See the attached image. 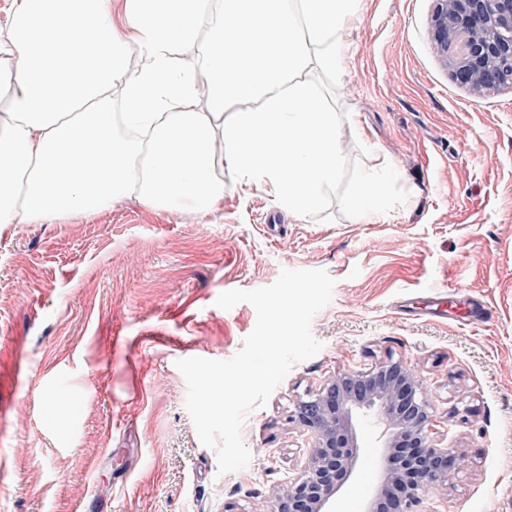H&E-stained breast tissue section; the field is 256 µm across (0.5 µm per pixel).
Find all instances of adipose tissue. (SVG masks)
Listing matches in <instances>:
<instances>
[{"label": "adipose tissue", "mask_w": 512, "mask_h": 512, "mask_svg": "<svg viewBox=\"0 0 512 512\" xmlns=\"http://www.w3.org/2000/svg\"><path fill=\"white\" fill-rule=\"evenodd\" d=\"M120 6L123 30L113 24ZM360 0H10L0 23V224L95 214L125 198L220 210L227 164L296 216L339 176V78ZM143 65L130 69L131 55ZM206 83H199V76ZM207 99H200V89ZM363 173L348 205L386 210Z\"/></svg>", "instance_id": "adipose-tissue-1"}]
</instances>
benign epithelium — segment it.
Masks as SVG:
<instances>
[{
    "instance_id": "7a95c632",
    "label": "benign epithelium",
    "mask_w": 512,
    "mask_h": 512,
    "mask_svg": "<svg viewBox=\"0 0 512 512\" xmlns=\"http://www.w3.org/2000/svg\"><path fill=\"white\" fill-rule=\"evenodd\" d=\"M430 35L453 79L474 95L512 87V0H434ZM364 409L382 426L386 454L403 434L421 441L405 460L413 482L402 488V473H383L368 493L367 512L388 496L395 497L396 512H417L423 491L438 489L464 466V453L432 435L434 407L420 380L402 360L390 358L368 370L349 369L297 400L291 419L310 431L313 443L300 476L273 495L270 512H299L305 504L311 512H332L338 485L331 476L356 469Z\"/></svg>"
}]
</instances>
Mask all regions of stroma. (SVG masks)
<instances>
[{"label":"stroma","mask_w":512,"mask_h":512,"mask_svg":"<svg viewBox=\"0 0 512 512\" xmlns=\"http://www.w3.org/2000/svg\"><path fill=\"white\" fill-rule=\"evenodd\" d=\"M433 7L361 0L343 77L317 76L343 159L317 212L296 218L270 187L228 173L213 214L128 198L0 226V512H268L311 444L290 418L296 401L388 356L410 364L468 459L421 512H512V88L476 97L453 80L433 49ZM385 166V220L355 221L346 201L359 175ZM284 269L334 279L312 321L324 347L250 415L252 460L221 476L176 363L231 359L256 313L223 310L218 296ZM434 291L444 317L397 306L423 307ZM461 405L469 420H448ZM379 434L364 419L337 512H359L358 483L378 484Z\"/></svg>","instance_id":"stroma-1"}]
</instances>
